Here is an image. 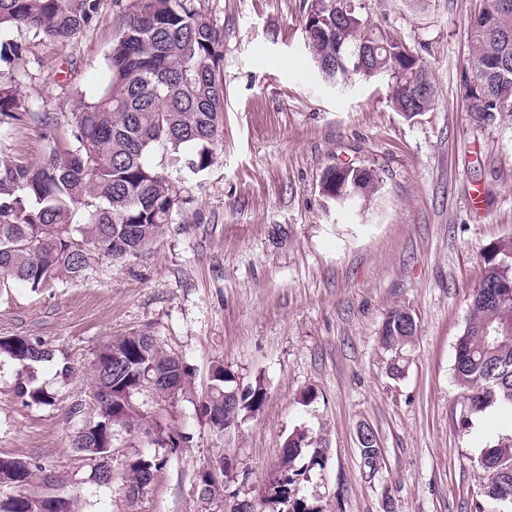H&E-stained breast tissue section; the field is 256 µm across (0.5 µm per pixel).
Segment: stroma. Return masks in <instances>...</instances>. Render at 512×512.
<instances>
[{"instance_id":"obj_1","label":"stroma","mask_w":512,"mask_h":512,"mask_svg":"<svg viewBox=\"0 0 512 512\" xmlns=\"http://www.w3.org/2000/svg\"><path fill=\"white\" fill-rule=\"evenodd\" d=\"M311 0H201L223 34L224 134L214 162L188 185L183 217L151 248L103 257L84 280L33 293L0 291V335L30 336L64 350L68 378L39 369L52 404L13 394L15 367L0 360V455L44 465L80 492V512H224L199 500L207 462L223 454L260 497L289 433L326 446L301 492L320 512H476L479 454L495 433L458 426L454 347L481 277L480 252L512 237V117L480 124L467 97L469 22L481 0H367L369 18L418 47L435 88L428 112L405 118L387 79L326 84L305 47ZM78 39L0 30L20 57L24 100L66 116L78 92L107 77L116 9ZM373 170L380 190L366 207L322 195L327 167ZM408 311L417 330L405 370L393 376L380 334L388 313ZM149 330L190 369L172 397L139 395L145 412L184 435L177 453L143 430L115 427V457L156 455L165 464L136 502L118 484L100 486L72 449L88 418V365L108 338ZM247 385L262 382L264 406L231 440L200 411L215 364ZM381 449L364 472L358 430Z\"/></svg>"}]
</instances>
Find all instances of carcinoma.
<instances>
[{"instance_id":"cac0c4a2","label":"carcinoma","mask_w":512,"mask_h":512,"mask_svg":"<svg viewBox=\"0 0 512 512\" xmlns=\"http://www.w3.org/2000/svg\"><path fill=\"white\" fill-rule=\"evenodd\" d=\"M117 33L105 57L109 79L92 93H79L78 111L62 124L45 105L18 96L20 77L0 71V138L16 136L36 124L47 142L42 160L33 163L11 144H0V288L21 283L38 293L57 281L78 280L103 255L114 260L147 250L186 204L187 184L207 170L213 145L224 129V86L218 72L224 60L222 34L198 7V0H114ZM365 0H311L305 31L308 50L324 78H346L353 58L375 41L377 56L364 61L357 75L386 77L394 83L392 104L412 119L430 110L434 88L421 55L364 17ZM101 20L100 0H0V27L25 30L33 37L67 41ZM469 35L476 54L468 86L471 110L481 121L512 116V0H484ZM426 95L408 89L415 81ZM162 150L160 162L153 160ZM354 200L368 201L379 178L362 177L343 165L328 168L322 194L337 200L341 185ZM482 276L474 289L466 326L455 345L453 377L461 398L460 427L489 407L512 413V239L480 253ZM403 311L391 312L382 329L383 345L395 352L391 371H404L403 349L414 331L400 326ZM17 367L14 395L27 405H46L52 396L37 384L41 363L55 350L28 336H0V356ZM93 415L73 440L98 485L112 483L113 427L148 423L153 442L172 451L182 435L147 419L135 399L150 388L164 396L189 385L183 360L163 350L147 330L115 336L90 362ZM267 398L261 383L239 387L234 374L215 365L200 410L213 431L228 436L241 429ZM326 449L311 447L306 431L285 439L276 467L259 503L226 497L234 481L220 456L199 476L203 501L226 499L224 512H320L300 495L301 478L322 465ZM377 446L361 445L364 467L373 472ZM164 464L156 455L137 454L121 461V490L134 503ZM479 465L487 473L483 496L490 504L512 507V433L483 448ZM51 470L24 459L0 455V512H78L79 498L69 491L32 495L34 479Z\"/></svg>"}]
</instances>
